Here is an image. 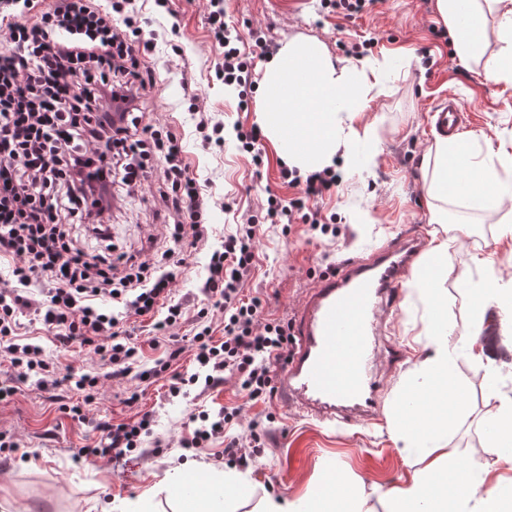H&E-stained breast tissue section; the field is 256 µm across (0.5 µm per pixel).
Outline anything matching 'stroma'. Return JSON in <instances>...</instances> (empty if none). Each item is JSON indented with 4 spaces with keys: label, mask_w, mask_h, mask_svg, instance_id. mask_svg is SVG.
<instances>
[{
    "label": "stroma",
    "mask_w": 512,
    "mask_h": 512,
    "mask_svg": "<svg viewBox=\"0 0 512 512\" xmlns=\"http://www.w3.org/2000/svg\"><path fill=\"white\" fill-rule=\"evenodd\" d=\"M173 7L171 16L156 13L150 2L143 11V36L154 44L147 61L156 77L144 103L147 111L176 122L191 171L214 201L208 215L216 229L211 247L190 257L187 274L176 283L174 298L184 303L191 317L198 311L210 250L220 246L225 225L259 214L268 195L287 200L296 191L283 182L284 163L268 136L259 140L263 169H255L250 154L238 147L234 128L256 125L261 92L253 90L244 106L235 87L216 80L217 55L204 26L203 0H174ZM226 9L230 23L244 35L260 27L280 45L314 36L341 58L352 45L363 43L368 56L390 63L382 93L354 121L356 128L372 125L378 130L372 168L350 162L335 193L317 202L322 215L333 218L335 234L325 235L302 223L294 224L288 235L277 226L265 228L256 244L255 268L243 286L244 297L260 299L273 316L290 317L334 263L368 256L409 229L425 239L437 235L450 240L441 286L447 293L448 325L462 328L472 316L471 291L484 282L479 259L503 261L512 251V241L500 239V225L493 216L459 202L448 204L451 221L430 224L423 157L433 141V111L450 94L470 117L464 137L489 140L495 148L512 141V85L486 77L496 43L488 44L476 64L462 65L435 0H375L351 16L323 7L321 0H228ZM175 22L180 25L176 35L171 32ZM186 72L194 78L189 89L182 83ZM190 91L198 93L213 121L224 124L223 149H202L187 110L185 97ZM115 223L113 241L122 250L140 234L163 231V218L147 197L129 201ZM422 317V304L412 290H405L398 313L384 326V342L397 346L404 358L395 366L379 365L380 419L344 429L300 418L277 397L267 403L246 401L231 380L208 391L197 384L176 397L168 396L162 379L152 384L109 380L89 405L82 392L67 386L51 393L31 381L21 384L12 399L0 401V433L12 435L20 444L17 452L0 456V512H122L126 503L147 495L166 505L167 488L206 482L218 472L215 459L224 453L220 438L204 448L184 447L192 435L187 426L190 413L205 410L214 415L239 405L244 422L232 426L230 435L247 436L246 424L253 421L265 441L263 452L243 471V499L298 496L332 467L356 476L357 491L369 496L376 512H384V503L372 495L374 487L401 486L414 470L412 460L399 454L390 429L404 386L421 383L413 366L425 354ZM19 320L26 334L44 347L46 357L72 365L79 374L95 368V361L78 344L60 345L28 314H20ZM483 335L496 349L497 365L481 369L468 359L458 360L455 375L466 388V399L448 427V445L473 461L491 464L490 479L506 481L512 479V471L495 466L485 425L496 414L499 396H512V322L490 314ZM134 393L138 402L128 404ZM65 404L81 405L84 420L63 413ZM143 412L154 415L152 436L160 442L156 452L118 462L79 456V449L101 439L103 423L127 422Z\"/></svg>",
    "instance_id": "obj_1"
}]
</instances>
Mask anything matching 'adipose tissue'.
<instances>
[{"label": "adipose tissue", "instance_id": "ef3b65f1", "mask_svg": "<svg viewBox=\"0 0 512 512\" xmlns=\"http://www.w3.org/2000/svg\"><path fill=\"white\" fill-rule=\"evenodd\" d=\"M435 7L465 65L491 36L487 15H498L502 23L492 34L497 60L487 76L512 84V0H436ZM380 68L373 60L352 63L332 57L314 39L286 43L264 72L258 114L282 161L303 175L331 166L339 154L356 153L364 165H372L375 130L369 125L356 130L353 122L364 109L356 96L379 88ZM425 159L433 164L426 192L436 201L429 209V223H447L445 203L451 196L477 208H499L512 198V152L506 147L485 151L477 142L438 134ZM449 248L448 239L433 237L412 282L425 305L426 354L416 362L415 372L430 384L436 410L428 412L415 388L404 389L401 424L394 429V441L403 453L417 454L426 466L403 486L385 491V512H512V484L489 482L488 466L460 457L458 449L448 445V419L459 413L465 400L463 389L451 382L456 362L463 356L477 367L493 366L492 351L481 334L487 312L501 304L494 287L500 272L486 265L490 285L474 289L472 320L458 338L450 337L448 301L440 288ZM489 430L497 463L512 467L511 397H500ZM241 480L240 473L228 469L214 476L208 489L182 490L169 496L168 504L172 512H205L212 505L213 489L220 487L224 512H238L236 489ZM353 482L350 475L336 474L291 499L264 497L252 512H374L368 498L352 492Z\"/></svg>", "mask_w": 512, "mask_h": 512}]
</instances>
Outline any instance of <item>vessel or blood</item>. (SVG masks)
Masks as SVG:
<instances>
[{"label":"vessel or blood","mask_w":512,"mask_h":512,"mask_svg":"<svg viewBox=\"0 0 512 512\" xmlns=\"http://www.w3.org/2000/svg\"><path fill=\"white\" fill-rule=\"evenodd\" d=\"M462 114L457 98L449 97L439 110V131L461 132ZM422 250L418 236L401 234L368 258L341 262L308 291L295 312L296 339L278 374V391L290 409L334 426L380 416L376 361L381 355L399 357L396 347L380 348L381 328Z\"/></svg>","instance_id":"b4317fda"}]
</instances>
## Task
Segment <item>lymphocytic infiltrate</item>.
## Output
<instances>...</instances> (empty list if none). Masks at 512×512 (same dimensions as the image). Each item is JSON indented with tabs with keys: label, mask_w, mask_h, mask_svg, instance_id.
Returning a JSON list of instances; mask_svg holds the SVG:
<instances>
[{
	"label": "lymphocytic infiltrate",
	"mask_w": 512,
	"mask_h": 512,
	"mask_svg": "<svg viewBox=\"0 0 512 512\" xmlns=\"http://www.w3.org/2000/svg\"><path fill=\"white\" fill-rule=\"evenodd\" d=\"M204 19L218 52L216 76L247 86L253 63L242 35L224 21V0H205ZM143 9L137 0H0V401L18 384L36 379L43 389L74 384L92 402L104 378L146 382L169 374L168 391L211 388L235 378L248 401H268L286 361L288 324L269 317L260 299L244 300L262 224L302 222L317 228L316 206L332 194V168L307 177L285 172L297 194L267 198L262 224L225 231L210 256L202 292L208 301L191 323V344L205 376L173 371L183 352L177 337L183 306L173 286L192 253L205 248L212 202L203 194L182 150L175 126L151 118L141 98L156 80L145 63L150 41L141 40ZM152 190L172 226L162 253L113 254L112 213L128 198ZM39 286L40 297L29 294ZM224 315V338H213L210 310ZM41 321L55 339L79 343L97 357L94 373L75 374L46 358L41 346L19 342L20 314ZM149 318V343L135 338L131 321ZM163 357L144 367L145 349ZM241 407L217 416L190 415L195 425L188 448L223 439L224 456L248 467L264 443L227 437ZM151 431L150 415L109 425L107 437L82 449L85 457L125 458Z\"/></svg>",
	"instance_id": "f902f5d3"
}]
</instances>
